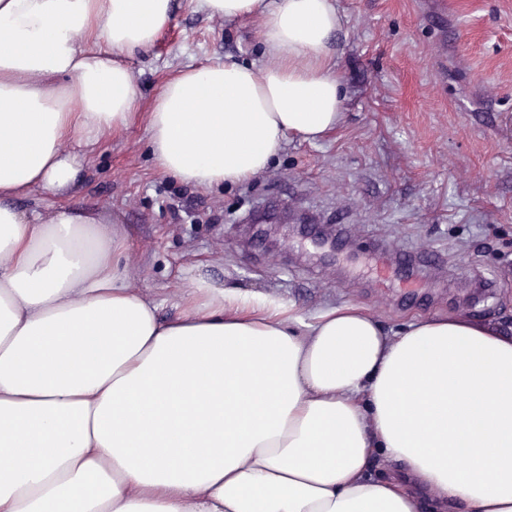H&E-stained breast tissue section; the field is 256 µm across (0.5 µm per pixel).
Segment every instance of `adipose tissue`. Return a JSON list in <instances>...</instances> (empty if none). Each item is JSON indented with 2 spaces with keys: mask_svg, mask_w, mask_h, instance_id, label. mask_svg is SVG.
I'll use <instances>...</instances> for the list:
<instances>
[{
  "mask_svg": "<svg viewBox=\"0 0 512 512\" xmlns=\"http://www.w3.org/2000/svg\"><path fill=\"white\" fill-rule=\"evenodd\" d=\"M261 20L271 62L174 72L148 114L157 168L247 182L345 119L337 0H199ZM171 0H0V512H512V334L362 305L301 314L204 280L166 318L131 287L107 211L67 194L70 144L121 133L126 57Z\"/></svg>",
  "mask_w": 512,
  "mask_h": 512,
  "instance_id": "obj_1",
  "label": "adipose tissue"
}]
</instances>
